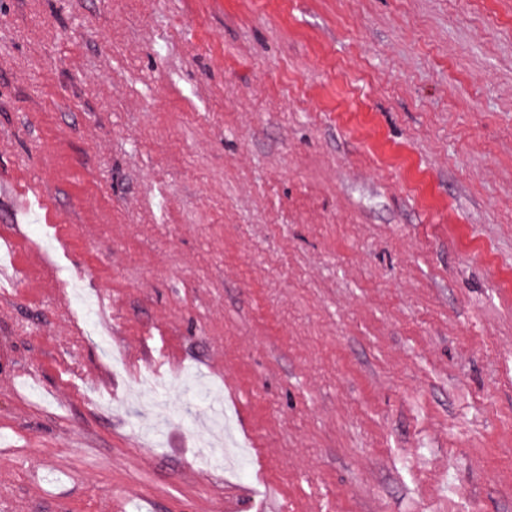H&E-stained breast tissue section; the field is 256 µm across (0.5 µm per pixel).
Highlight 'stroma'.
<instances>
[{
  "label": "stroma",
  "mask_w": 512,
  "mask_h": 512,
  "mask_svg": "<svg viewBox=\"0 0 512 512\" xmlns=\"http://www.w3.org/2000/svg\"><path fill=\"white\" fill-rule=\"evenodd\" d=\"M0 176V512H512V0H0Z\"/></svg>",
  "instance_id": "stroma-1"
}]
</instances>
